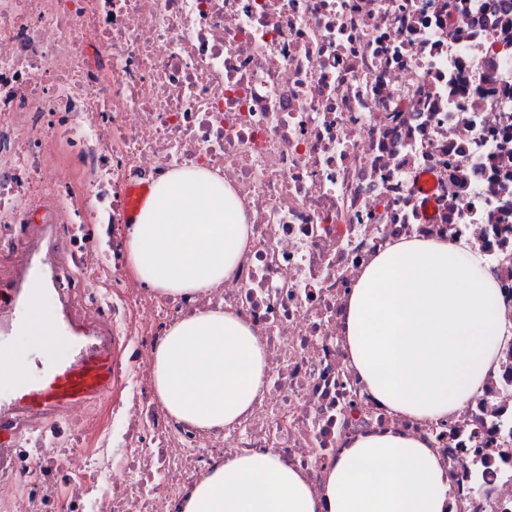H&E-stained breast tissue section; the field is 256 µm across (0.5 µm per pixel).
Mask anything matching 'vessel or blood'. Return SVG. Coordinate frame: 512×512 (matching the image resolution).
<instances>
[{
	"label": "vessel or blood",
	"mask_w": 512,
	"mask_h": 512,
	"mask_svg": "<svg viewBox=\"0 0 512 512\" xmlns=\"http://www.w3.org/2000/svg\"><path fill=\"white\" fill-rule=\"evenodd\" d=\"M71 350L62 359L33 358L30 375L22 382L0 370V383L10 386L15 405L49 412L73 403L92 401L112 387V351L91 346L83 339L79 323L69 326Z\"/></svg>",
	"instance_id": "vessel-or-blood-1"
}]
</instances>
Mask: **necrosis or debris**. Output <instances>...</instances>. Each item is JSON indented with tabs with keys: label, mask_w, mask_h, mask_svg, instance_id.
Instances as JSON below:
<instances>
[{
	"label": "necrosis or debris",
	"mask_w": 512,
	"mask_h": 512,
	"mask_svg": "<svg viewBox=\"0 0 512 512\" xmlns=\"http://www.w3.org/2000/svg\"><path fill=\"white\" fill-rule=\"evenodd\" d=\"M489 0H0V253L115 357L111 392L49 415L0 408V512H181L197 477L272 448L313 492L352 440L432 448L449 512H512V344L445 420L381 404L343 336L392 240L480 248L512 328V14ZM196 165L251 226L233 276L187 297L126 273L133 190ZM221 310L261 336L269 383L204 432L157 400L170 324Z\"/></svg>",
	"instance_id": "1"
}]
</instances>
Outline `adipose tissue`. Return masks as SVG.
Here are the masks:
<instances>
[{
  "label": "adipose tissue",
  "mask_w": 512,
  "mask_h": 512,
  "mask_svg": "<svg viewBox=\"0 0 512 512\" xmlns=\"http://www.w3.org/2000/svg\"><path fill=\"white\" fill-rule=\"evenodd\" d=\"M250 226L229 187L185 166L151 187L127 229V269L166 295L229 278ZM497 288L477 246L398 239L360 275L344 337L362 381L395 412L439 420L482 384L507 335ZM152 375L171 414L202 430L234 425L269 380L265 348L237 315L197 312L175 322ZM448 477L419 438L383 430L355 438L322 494L270 449H246L202 475L183 512H448Z\"/></svg>",
  "instance_id": "1"
}]
</instances>
